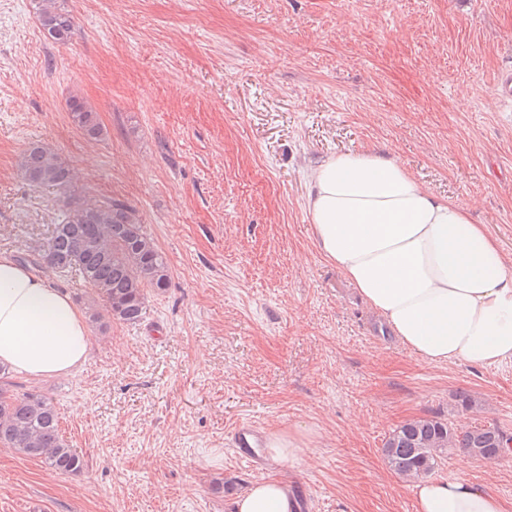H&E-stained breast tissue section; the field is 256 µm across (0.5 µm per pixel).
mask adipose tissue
Instances as JSON below:
<instances>
[{"mask_svg": "<svg viewBox=\"0 0 512 512\" xmlns=\"http://www.w3.org/2000/svg\"><path fill=\"white\" fill-rule=\"evenodd\" d=\"M306 212L323 256L430 363L512 357V261L467 205L440 199L393 156L345 152L312 172ZM88 330L63 289L0 252V363L38 381L87 358ZM416 512H503L462 477L423 479ZM286 484L249 487L234 512H292Z\"/></svg>", "mask_w": 512, "mask_h": 512, "instance_id": "ef3b65f1", "label": "adipose tissue"}]
</instances>
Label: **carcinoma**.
<instances>
[{
	"instance_id": "carcinoma-1",
	"label": "carcinoma",
	"mask_w": 512,
	"mask_h": 512,
	"mask_svg": "<svg viewBox=\"0 0 512 512\" xmlns=\"http://www.w3.org/2000/svg\"><path fill=\"white\" fill-rule=\"evenodd\" d=\"M40 28L55 43L65 45L76 34V21L67 0H33ZM72 122L89 140L104 135L97 112L83 99L68 102ZM23 180L56 188L69 195L61 219L44 242L21 256L29 265H46L53 271L79 272L82 281L102 302L103 312L92 314L99 332L111 323L136 324L143 316L148 294L163 291L171 281L165 254L143 230L138 210L120 200L88 201L71 194L76 174L69 162L49 144L34 142L17 161ZM8 371L0 366V444L19 454L37 458L61 474H77L84 460L63 438L52 400L32 389L10 392ZM512 439L495 426L454 430L448 421L419 417L393 429L382 454L389 468L403 479L435 474L445 457L459 450L478 460L501 458Z\"/></svg>"
}]
</instances>
